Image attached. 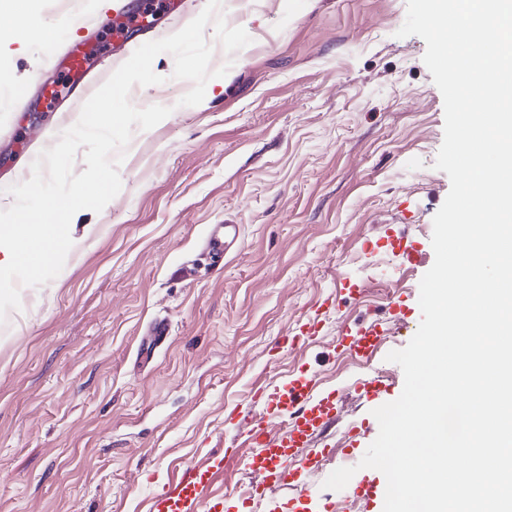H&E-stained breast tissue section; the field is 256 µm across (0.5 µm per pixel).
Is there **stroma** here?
I'll return each instance as SVG.
<instances>
[{"label":"stroma","instance_id":"stroma-1","mask_svg":"<svg viewBox=\"0 0 512 512\" xmlns=\"http://www.w3.org/2000/svg\"><path fill=\"white\" fill-rule=\"evenodd\" d=\"M126 3L27 0L20 18L0 0V76L51 77L76 39L115 71L112 32L90 21ZM405 17L406 0H224L226 23L252 42L230 55L206 27L211 66L231 79L209 80L196 106L178 104L192 84L174 78L173 56L155 57L161 83L130 95L171 114L134 130L119 194L74 216L63 270L21 287L20 309L0 323V512H152L212 455L224 473L207 484V512H294L298 496L307 512L350 506L366 470L339 491L323 483L349 466L338 447L352 427L363 451L378 435L357 383L402 392L386 356L421 321L433 217L450 190L434 167L443 97L424 40L396 35ZM80 112L37 99L0 111V209ZM217 224L240 236L211 267L202 243ZM390 230L418 243L420 262L379 245ZM156 318L171 335L143 365ZM313 322L316 335H302ZM372 324L386 334L371 357L338 348L346 330ZM304 367L336 391L335 422L299 486L246 499L264 465L242 421L282 428L287 412L269 403Z\"/></svg>","mask_w":512,"mask_h":512}]
</instances>
